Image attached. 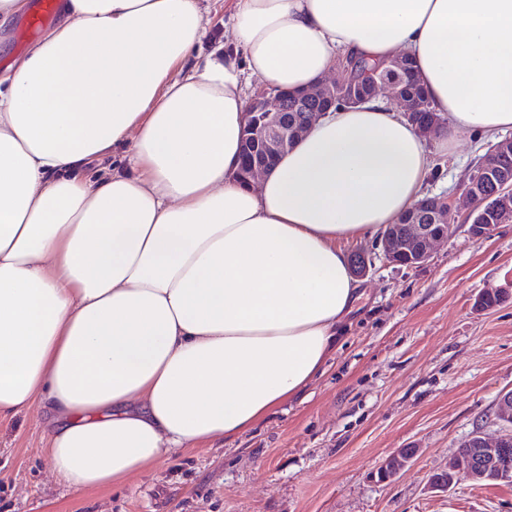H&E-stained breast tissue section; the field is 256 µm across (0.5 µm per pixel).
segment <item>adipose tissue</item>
<instances>
[{
  "mask_svg": "<svg viewBox=\"0 0 512 512\" xmlns=\"http://www.w3.org/2000/svg\"><path fill=\"white\" fill-rule=\"evenodd\" d=\"M0 76V421L50 415L70 490L250 429L320 371L363 292L344 241L419 199L430 152L379 99L233 173L243 78L301 90L339 54L410 57L447 148L512 128V0H63ZM207 9L210 24L209 35L204 43V52H209L220 43L228 41L232 36L234 25L233 4L230 0H205L201 1Z\"/></svg>",
  "mask_w": 512,
  "mask_h": 512,
  "instance_id": "obj_1",
  "label": "adipose tissue"
}]
</instances>
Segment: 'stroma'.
<instances>
[{
    "instance_id": "1",
    "label": "stroma",
    "mask_w": 512,
    "mask_h": 512,
    "mask_svg": "<svg viewBox=\"0 0 512 512\" xmlns=\"http://www.w3.org/2000/svg\"><path fill=\"white\" fill-rule=\"evenodd\" d=\"M491 140L461 134L432 152L422 196L453 205V232L416 268L393 267L377 237L346 243L368 256L362 299L323 372L230 441L174 449L116 487L75 493L43 455L40 410L0 422V512H512V485L428 489L431 471L476 428L490 437L498 395L512 390V224L473 239L460 188ZM504 293L481 309L485 292ZM417 449L391 481L378 467Z\"/></svg>"
}]
</instances>
